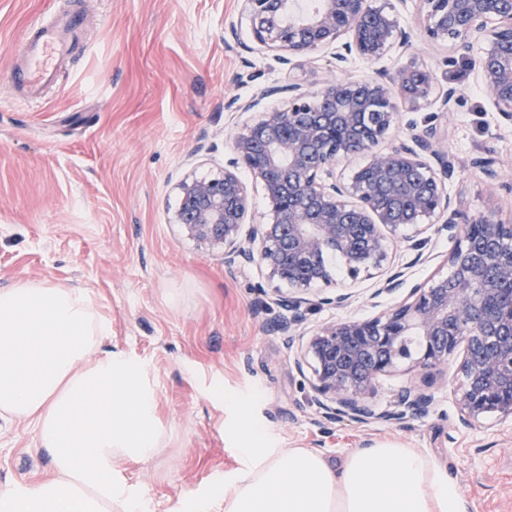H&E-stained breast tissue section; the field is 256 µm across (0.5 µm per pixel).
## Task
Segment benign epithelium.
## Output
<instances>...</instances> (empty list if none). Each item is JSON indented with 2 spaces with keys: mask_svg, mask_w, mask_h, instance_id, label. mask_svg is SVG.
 I'll return each mask as SVG.
<instances>
[{
  "mask_svg": "<svg viewBox=\"0 0 512 512\" xmlns=\"http://www.w3.org/2000/svg\"><path fill=\"white\" fill-rule=\"evenodd\" d=\"M255 42L282 52L279 60L332 49L342 63L351 54L373 61L411 35L395 8L368 0H316L301 15L294 0H242ZM424 36L448 41L468 54L496 111L512 120V0H422ZM433 74L404 66L362 82L329 80L316 90L297 83L266 89L261 97L288 95L281 109L262 113L234 139L236 158L210 179L179 186L174 221L202 244L224 247V262H257L283 281L292 263H311L331 246L345 259L351 279L385 268L383 229L419 225L423 217L448 214L437 232L456 245L448 255L450 277L408 289L395 308L371 320L321 325L304 344L316 405L329 417L403 424L425 414L433 397L421 387L402 390L378 411L371 400L375 379L402 366L428 371L457 361L458 421L473 427L486 415L512 417V225L491 216L471 217L453 202L443 176L448 157L428 128L386 149L378 148L400 115L428 99ZM366 154L367 177L336 181V160ZM247 167L265 189L272 219L256 225L257 246L240 245L247 211L246 186L237 174ZM331 283L326 267L289 284L294 295L280 302L291 315L272 330L293 342L303 324V293ZM403 274L390 273L379 293L402 290ZM405 336L425 340L417 359L401 350Z\"/></svg>",
  "mask_w": 512,
  "mask_h": 512,
  "instance_id": "obj_1",
  "label": "benign epithelium"
}]
</instances>
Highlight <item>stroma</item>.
I'll return each mask as SVG.
<instances>
[{
	"mask_svg": "<svg viewBox=\"0 0 512 512\" xmlns=\"http://www.w3.org/2000/svg\"><path fill=\"white\" fill-rule=\"evenodd\" d=\"M396 6L414 35L410 48L374 63L353 56L340 65L322 51L286 66L273 51H245L252 37L240 0H0V289L43 280L84 289L112 322L100 350L147 367L162 447L152 460L122 467L145 512H176L185 492H206L239 469L236 400L275 447L312 448L335 464L380 442L418 448L458 482L472 512H512V420L491 414L481 427H459L452 375L436 377L430 411L407 423L326 418L295 366L297 345L272 330L288 311L270 295L266 269L225 265L222 248L199 244L173 222L178 181L220 175L244 127L285 106L281 95L260 99L261 90L290 82L314 90L412 62L438 89L460 95L447 112L436 99L403 112L386 146L435 127L451 163V198L471 216L512 224V122L449 43L424 39L419 0ZM67 11L86 17L83 45L42 101L18 100L13 50L34 19ZM232 28L241 46L225 43ZM255 98L258 108L247 112L227 107ZM480 159L499 180L484 175ZM414 234L390 233L395 264L412 282L446 276L451 242L432 238L417 263L405 248ZM330 274L355 296L343 310L312 307L307 329L368 320L399 301L372 298V273L351 281L337 261ZM51 471L33 425L0 417V485H30Z\"/></svg>",
	"mask_w": 512,
	"mask_h": 512,
	"instance_id": "1",
	"label": "stroma"
}]
</instances>
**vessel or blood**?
Instances as JSON below:
<instances>
[{"mask_svg":"<svg viewBox=\"0 0 512 512\" xmlns=\"http://www.w3.org/2000/svg\"><path fill=\"white\" fill-rule=\"evenodd\" d=\"M82 24L79 15L70 16L59 25L32 23L29 36L13 55L12 80L22 101L40 99L55 77L54 58L65 51L69 36L76 34Z\"/></svg>","mask_w":512,"mask_h":512,"instance_id":"obj_1","label":"vessel or blood"}]
</instances>
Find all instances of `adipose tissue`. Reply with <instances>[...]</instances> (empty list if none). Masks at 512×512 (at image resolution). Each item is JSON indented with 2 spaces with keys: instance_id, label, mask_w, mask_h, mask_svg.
<instances>
[{
  "instance_id": "1",
  "label": "adipose tissue",
  "mask_w": 512,
  "mask_h": 512,
  "mask_svg": "<svg viewBox=\"0 0 512 512\" xmlns=\"http://www.w3.org/2000/svg\"><path fill=\"white\" fill-rule=\"evenodd\" d=\"M112 326L80 288L26 282L0 289V414L33 423L51 479L0 485V512H140L120 470L159 450L155 395L141 363L99 351ZM243 466L180 512H471L430 455L393 443L331 464L309 448L271 447L239 407Z\"/></svg>"
}]
</instances>
